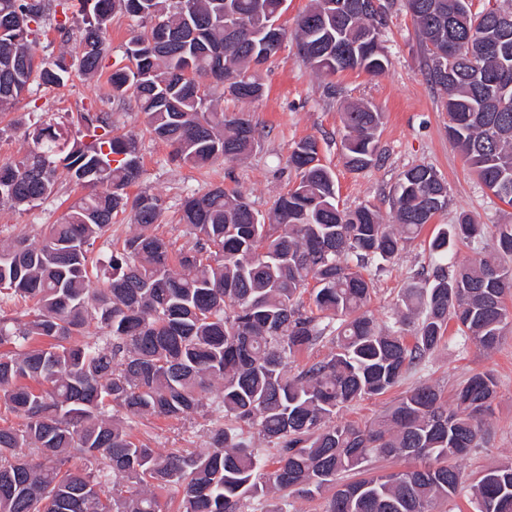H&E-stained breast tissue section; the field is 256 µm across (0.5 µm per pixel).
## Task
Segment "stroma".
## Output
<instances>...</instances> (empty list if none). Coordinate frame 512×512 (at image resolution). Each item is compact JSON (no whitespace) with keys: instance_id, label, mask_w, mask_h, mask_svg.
I'll return each mask as SVG.
<instances>
[{"instance_id":"1","label":"stroma","mask_w":512,"mask_h":512,"mask_svg":"<svg viewBox=\"0 0 512 512\" xmlns=\"http://www.w3.org/2000/svg\"><path fill=\"white\" fill-rule=\"evenodd\" d=\"M311 0H286L280 23L288 37L279 54L261 66L266 92L258 100L244 103L215 88L218 110L245 113L257 131V149L247 159L219 162L193 169L172 161L171 149L150 134L134 100L113 99L107 84L112 69L123 64L124 46L134 30L142 29L137 18L115 11L107 29L111 51L102 70L91 78L74 76L61 87H32L0 113V160L21 158L30 146L26 137L34 124L48 122L65 138L79 136L77 116L82 112H108L117 133L133 137L138 145L143 174L128 187V194L147 191L163 200L158 232L174 246L187 240L180 222L181 203L187 196L215 186L228 193L245 194L254 207L268 211L277 197L297 179L286 159L295 142L313 136L319 142V158L336 176L340 206H374L384 223L393 221V197L401 174L417 164L432 166L448 186L450 204L421 235L372 275L374 290L369 308L379 321H392L396 304L412 282V276L429 266L428 241L436 226L453 224L460 212L470 213L486 225L512 223V207L503 205L478 180L448 139V116L442 93L425 75V61L415 24L404 0H389L382 45L389 58L386 71L378 76L347 72L336 76L316 73L297 53L293 34L299 16ZM361 99L383 112L377 132L379 161L360 172L349 171L342 157L341 113L348 101ZM82 189L68 178H60L55 196L24 209L0 203V240L26 236L37 240L46 224L59 223L69 204L81 197ZM487 372L498 384L497 396L485 426L480 447L459 459L470 475L512 462V329H506L491 351L475 345H459L446 335L441 347L423 369L410 372L389 392L354 402L343 409L341 420L361 426L371 424L419 383L427 382L452 395L471 374ZM224 414L213 406L187 420L133 419L129 432L142 443L168 453L178 449L206 451L212 426Z\"/></svg>"}]
</instances>
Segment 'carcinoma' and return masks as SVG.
<instances>
[{"label": "carcinoma", "instance_id": "cac0c4a2", "mask_svg": "<svg viewBox=\"0 0 512 512\" xmlns=\"http://www.w3.org/2000/svg\"><path fill=\"white\" fill-rule=\"evenodd\" d=\"M284 0H0V109L33 83L66 84L95 76L110 46L115 8L149 24L129 38V64L112 70V95L130 93L172 160L194 169L250 156L256 130L243 113L217 111L211 85L241 101L264 93L258 69L267 61L269 16ZM354 0H315L300 18L297 53L334 76L385 72L373 45L386 13ZM428 47L456 41L462 52L440 63L428 49V80L446 94L448 139L485 187L512 205V104L502 106V77L512 79V29L498 16L512 8L471 10L470 0H406ZM62 41L82 53L36 60L41 24L55 16ZM241 30L229 38L226 16ZM487 43L498 45L483 53ZM384 114L352 103L341 140L352 171L378 157ZM79 140L55 158L51 126L32 133V147L0 163V202L28 206L57 192L58 169L89 189L39 239L0 242V302L22 301L26 317L0 316V512H245L270 498L266 512H288L290 496L326 499L325 512H441L466 487L456 460L483 439L497 393L487 373L456 389L453 404L436 387L406 392L377 421L336 420L346 405L382 395L440 345L449 323L460 344L496 348L512 325V224L492 235L470 214L440 227L429 241L433 263L416 276L394 321L368 310L372 270H380L425 225L448 208L430 166L404 171L395 187L394 223L371 206L339 208L332 171L317 140L294 144L288 166L298 180L261 213L242 194L217 186L184 200L180 221L189 240L175 249L157 232L162 200L126 189L141 176L135 141L114 133L112 113L83 112ZM135 231L112 254L93 255L118 211ZM475 256L448 259L450 240ZM104 272L96 288L91 271ZM309 305L301 301L309 284ZM105 329L82 340L90 323ZM331 344L330 353L295 374L288 365ZM224 412L204 453L161 454L133 439L124 420H185L209 393ZM269 448H253L245 430ZM420 464L377 471L380 459ZM176 488L179 500L161 503ZM474 512H512V463L481 473L472 485Z\"/></svg>", "mask_w": 512, "mask_h": 512}]
</instances>
